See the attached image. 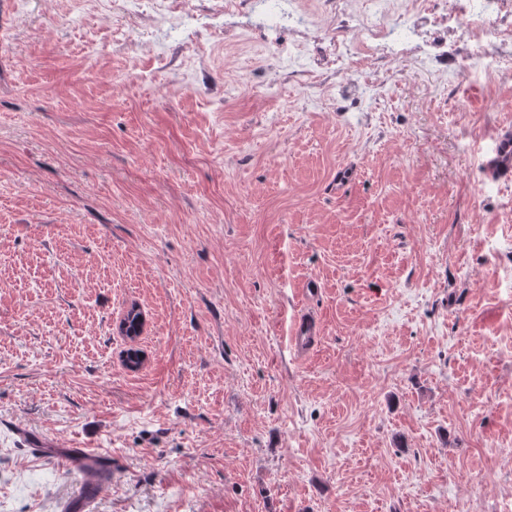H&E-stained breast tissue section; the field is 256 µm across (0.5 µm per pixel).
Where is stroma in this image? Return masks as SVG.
Wrapping results in <instances>:
<instances>
[{
	"label": "stroma",
	"mask_w": 512,
	"mask_h": 512,
	"mask_svg": "<svg viewBox=\"0 0 512 512\" xmlns=\"http://www.w3.org/2000/svg\"><path fill=\"white\" fill-rule=\"evenodd\" d=\"M5 2L0 512H70L81 448L112 458L92 512H506L512 79L406 63L331 112L260 92L248 39Z\"/></svg>",
	"instance_id": "obj_1"
}]
</instances>
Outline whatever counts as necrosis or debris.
<instances>
[{"instance_id": "1", "label": "necrosis or debris", "mask_w": 512, "mask_h": 512, "mask_svg": "<svg viewBox=\"0 0 512 512\" xmlns=\"http://www.w3.org/2000/svg\"><path fill=\"white\" fill-rule=\"evenodd\" d=\"M129 15L184 43L202 45L251 31L252 41L287 76L271 72L276 91L297 86L308 96H333L332 77L355 71L361 90L388 84L408 62L440 77L458 72L512 77V0H112Z\"/></svg>"}]
</instances>
